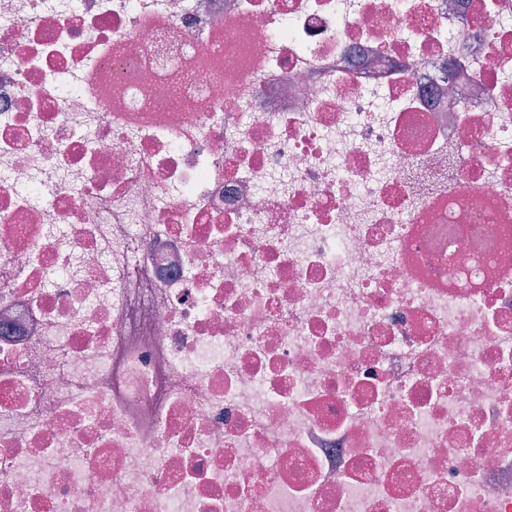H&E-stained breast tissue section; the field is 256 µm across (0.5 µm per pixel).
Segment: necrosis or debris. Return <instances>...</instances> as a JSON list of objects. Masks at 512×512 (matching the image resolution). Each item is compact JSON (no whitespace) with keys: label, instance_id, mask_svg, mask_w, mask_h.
Masks as SVG:
<instances>
[{"label":"necrosis or debris","instance_id":"1","mask_svg":"<svg viewBox=\"0 0 512 512\" xmlns=\"http://www.w3.org/2000/svg\"><path fill=\"white\" fill-rule=\"evenodd\" d=\"M0 512H512V0H0Z\"/></svg>","mask_w":512,"mask_h":512}]
</instances>
